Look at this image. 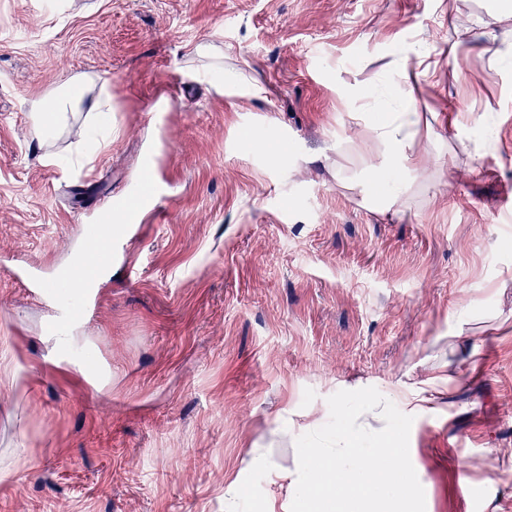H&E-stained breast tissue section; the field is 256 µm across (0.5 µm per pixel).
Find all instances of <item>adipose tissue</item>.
Segmentation results:
<instances>
[{
    "mask_svg": "<svg viewBox=\"0 0 512 512\" xmlns=\"http://www.w3.org/2000/svg\"><path fill=\"white\" fill-rule=\"evenodd\" d=\"M32 118L42 138H52L68 113L88 110L103 124L112 122V94L102 83L91 94L87 80L74 77L45 97L33 101ZM421 114L412 101L402 100L398 111L372 125L382 151L366 171L367 181L390 168L415 166L412 153L420 131ZM338 435L308 442L300 451L291 486L303 512H378L388 502L390 512H415L414 495L405 493L395 460L403 453L392 425L367 431L348 414H341Z\"/></svg>",
    "mask_w": 512,
    "mask_h": 512,
    "instance_id": "1",
    "label": "adipose tissue"
}]
</instances>
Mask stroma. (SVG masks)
<instances>
[{
	"mask_svg": "<svg viewBox=\"0 0 512 512\" xmlns=\"http://www.w3.org/2000/svg\"><path fill=\"white\" fill-rule=\"evenodd\" d=\"M240 74L256 93L211 84ZM77 75L111 81L90 160L86 113L50 143L31 120ZM376 94L423 121L385 213L362 193ZM147 165L167 200L125 224L71 351L100 387L48 360L50 307L6 267L60 281L90 189ZM509 193L512 17L483 0H0V512H297L313 425L398 387L436 398L394 423L416 512H512Z\"/></svg>",
	"mask_w": 512,
	"mask_h": 512,
	"instance_id": "1",
	"label": "stroma"
}]
</instances>
